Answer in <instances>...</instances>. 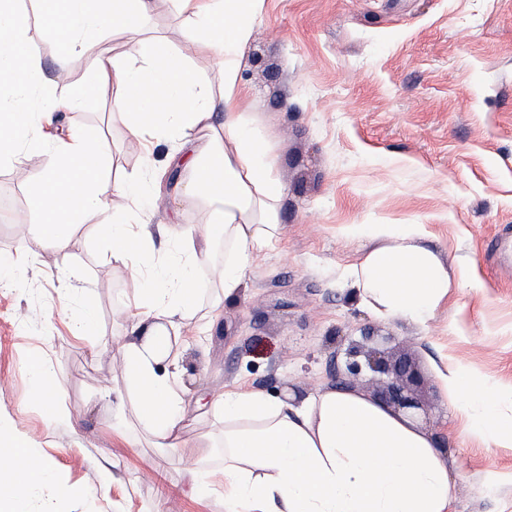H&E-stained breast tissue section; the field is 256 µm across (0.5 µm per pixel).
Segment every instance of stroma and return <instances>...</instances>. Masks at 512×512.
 Here are the masks:
<instances>
[{"instance_id": "1", "label": "stroma", "mask_w": 512, "mask_h": 512, "mask_svg": "<svg viewBox=\"0 0 512 512\" xmlns=\"http://www.w3.org/2000/svg\"><path fill=\"white\" fill-rule=\"evenodd\" d=\"M19 3L33 9L28 37L52 69L61 46L49 0ZM195 26L176 0H153L145 31L177 52ZM98 47L72 55L77 85L97 54L143 63L112 32ZM240 77L241 109L277 155L285 195L278 240L256 253L233 300L207 289L204 303L223 300L222 314L191 323L180 343L189 399L180 438L195 446L208 490L191 488L175 451L140 429L133 408L113 410L106 391L124 387L122 366L72 331L89 304L95 337L121 339L141 280L113 263L93 216L66 248L35 247L28 186L50 157L21 151L0 165V258L23 277L0 287V425L50 465L28 512H224V419L211 413L212 397L240 388L301 401L335 388L349 347H371L375 335L416 362L427 404L420 426L448 465L456 512H512V446L459 438L442 379L458 366L512 393V258L496 247L512 234V0H264ZM117 93L102 86L83 109L58 113L57 135L101 134L111 175L150 171L157 194L140 203L149 223H203V210L180 202L168 147L132 139L114 119ZM415 222L468 285L451 289L427 324L378 320L341 279L372 243L349 227ZM40 350L55 364L67 421H48L35 399L28 362ZM59 483L67 499L55 498Z\"/></svg>"}]
</instances>
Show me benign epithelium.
I'll list each match as a JSON object with an SVG mask.
<instances>
[{
	"instance_id": "1",
	"label": "benign epithelium",
	"mask_w": 512,
	"mask_h": 512,
	"mask_svg": "<svg viewBox=\"0 0 512 512\" xmlns=\"http://www.w3.org/2000/svg\"><path fill=\"white\" fill-rule=\"evenodd\" d=\"M349 355L352 360L345 366L348 374L358 376L366 369L386 378L379 396L380 403L412 417L424 410L416 393L420 375L411 357L404 355L393 359L376 349L366 353L362 362L357 359V351L351 350Z\"/></svg>"
}]
</instances>
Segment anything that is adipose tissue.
Listing matches in <instances>:
<instances>
[{
    "label": "adipose tissue",
    "mask_w": 512,
    "mask_h": 512,
    "mask_svg": "<svg viewBox=\"0 0 512 512\" xmlns=\"http://www.w3.org/2000/svg\"><path fill=\"white\" fill-rule=\"evenodd\" d=\"M262 2L224 0L215 10L210 0H178L195 11L198 29L187 36L184 51L168 53L142 38L153 0H60L66 52L56 58V72H65L71 54L91 50L108 30L126 35L145 60L133 67L98 56L92 82L62 95L41 75L27 40V15L14 0H0V162L21 150H48L52 166L29 186L39 243L65 247L74 224L98 216L113 260L141 279L137 310L120 345L127 385L113 392L112 406L121 411L135 401L140 424L166 440L176 439L188 408L179 342L201 310L200 272L211 271L225 298H233L255 254L281 232L285 186L277 159L239 110L247 90L238 58ZM198 48L220 65L221 95L189 64ZM101 83L119 87L113 112L130 136L171 145V164L187 175V204L204 209L201 236L111 216L112 195L138 202L149 192L147 181L109 179L105 146L95 133L77 128L65 139L48 135L56 112L79 110ZM201 127L211 132L203 142L191 136ZM368 231L375 247L345 268L343 279L376 319L426 323L453 282L439 253L422 246L424 226L372 224ZM218 241L224 260L216 265L212 246ZM447 382L464 433L488 447L512 440V414L500 412L501 395L457 368L449 369ZM213 407L224 417L227 512H236L242 499L270 512H450L454 485L435 437L360 393L329 389L293 404L229 390ZM39 456L27 438L0 437V512H24L48 475L47 464H32Z\"/></svg>",
    "instance_id": "adipose-tissue-1"
}]
</instances>
